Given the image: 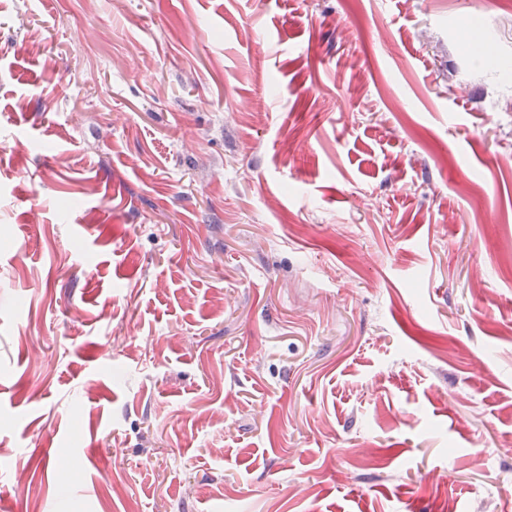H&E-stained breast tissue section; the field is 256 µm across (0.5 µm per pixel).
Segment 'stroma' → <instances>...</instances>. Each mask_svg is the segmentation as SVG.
<instances>
[{
  "label": "stroma",
  "instance_id": "stroma-1",
  "mask_svg": "<svg viewBox=\"0 0 512 512\" xmlns=\"http://www.w3.org/2000/svg\"><path fill=\"white\" fill-rule=\"evenodd\" d=\"M1 386L0 512H512V6L0 0Z\"/></svg>",
  "mask_w": 512,
  "mask_h": 512
}]
</instances>
